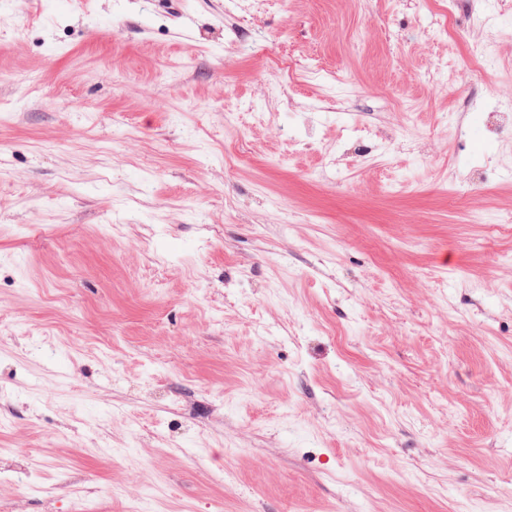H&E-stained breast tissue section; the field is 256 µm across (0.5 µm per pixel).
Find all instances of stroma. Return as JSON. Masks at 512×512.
<instances>
[{"label": "stroma", "instance_id": "stroma-1", "mask_svg": "<svg viewBox=\"0 0 512 512\" xmlns=\"http://www.w3.org/2000/svg\"><path fill=\"white\" fill-rule=\"evenodd\" d=\"M0 512H512V0H0Z\"/></svg>", "mask_w": 512, "mask_h": 512}]
</instances>
